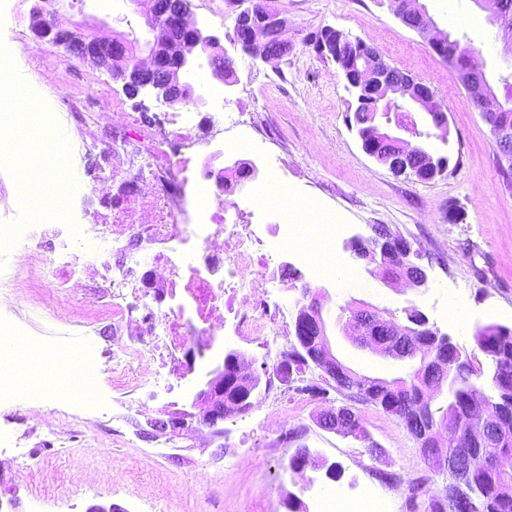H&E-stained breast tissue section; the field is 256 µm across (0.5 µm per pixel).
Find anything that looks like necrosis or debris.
<instances>
[{
    "mask_svg": "<svg viewBox=\"0 0 512 512\" xmlns=\"http://www.w3.org/2000/svg\"><path fill=\"white\" fill-rule=\"evenodd\" d=\"M131 138L100 148L97 170L58 179L81 210H47L32 224H1L0 248H31L32 259L53 267L57 289L78 275H102L100 312L125 345L112 353V387L173 395L184 388L196 359L187 346L186 320L203 336L231 328L246 343H267L280 332L279 304L266 275L288 239L276 224L255 223L240 208L235 185L216 161L225 152L256 151L252 112H167L144 118L122 112ZM232 139L218 141L225 127ZM262 273L245 281L244 270ZM48 373L16 390L9 366L0 367V401L23 393L48 403L57 397L89 405L98 397V352L88 344L48 350ZM149 370H136L143 360ZM388 499L368 488L354 499L338 490L320 494L315 512H391Z\"/></svg>",
    "mask_w": 512,
    "mask_h": 512,
    "instance_id": "4bbe7bcc",
    "label": "necrosis or debris"
}]
</instances>
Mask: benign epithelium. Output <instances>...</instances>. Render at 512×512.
Segmentation results:
<instances>
[{
  "mask_svg": "<svg viewBox=\"0 0 512 512\" xmlns=\"http://www.w3.org/2000/svg\"><path fill=\"white\" fill-rule=\"evenodd\" d=\"M476 4L490 13V19L504 35L503 53L512 57V0H476ZM65 7V0H31L29 14L32 18L31 31L42 42L63 49L67 61H89L96 67L108 72L112 79L122 83L123 90L131 97L151 94L166 105L187 101L193 107L205 104L203 89L192 83L194 69V50L203 42L216 50V60L211 66L212 77L224 82V68L235 64L229 50H239L253 58L264 62L278 59L283 52L266 45L265 32L270 29L287 27L286 20L275 10L268 9L257 12L252 4L245 0L236 19L235 35L230 40L231 49L221 47L220 38L206 34L196 21L190 20L189 0H151L149 10L144 12L145 26L148 37L143 47L151 63L143 67L136 62L128 61L131 44L124 38H103L95 31L78 32L63 28L57 24L56 18ZM390 9L395 17L407 28L419 31L423 25L433 23L426 7L421 0H390ZM348 43L359 45V60L352 61L344 53ZM318 55L330 57L340 63L342 69L352 73L349 83L359 93L355 98L356 111L374 114V118H382L386 124H394L401 131L414 138L420 137V130L410 110L398 104L400 99H408L423 111L436 112L435 120L445 122L447 116L436 100L433 87L402 72L386 62L379 52L359 38L351 39L339 34V40L319 37L313 40ZM457 72L470 73L469 80L481 96L473 99L477 112L489 126L497 146L500 163L512 169V130L498 124L499 113L503 111V103L498 96L489 90L485 79L484 65L468 55L456 60ZM226 83V82H224ZM232 86V83H226ZM364 152L395 175L415 176L420 180H432L443 176L448 171L449 162L446 158L430 160V165L418 168L413 164L417 156V148L409 141L376 126L371 135L360 136ZM224 167L243 169L244 178L255 180L261 173L260 164L252 161L244 166L233 159L224 160ZM345 248L358 258L376 262L377 254L405 251L412 252L409 241L393 237L388 233L375 234L369 237L356 236L347 241ZM292 288L299 291L304 301V312L307 316L304 325L312 329L315 336V354L331 371L338 392L347 393L348 399L356 398L358 387L349 385L351 381L368 380L342 363L331 351L328 339V328L321 312V299L324 289H312L303 277L296 278ZM360 307H350L342 311L336 325L342 335L353 336V324L358 319ZM419 430L416 438L421 445L434 451L445 447L440 438L441 430L432 426L427 419V409L420 407L415 412ZM224 421V370L219 369L197 391L190 404V410L171 413L168 419H159L151 423V430L146 437L158 439L172 437L193 428L206 427L217 438L224 437V429L219 423ZM439 475L454 485H463L470 480L469 467L462 465L458 459L441 457Z\"/></svg>",
  "mask_w": 512,
  "mask_h": 512,
  "instance_id": "benign-epithelium-1",
  "label": "benign epithelium"
}]
</instances>
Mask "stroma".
Listing matches in <instances>:
<instances>
[{"label":"stroma","mask_w":512,"mask_h":512,"mask_svg":"<svg viewBox=\"0 0 512 512\" xmlns=\"http://www.w3.org/2000/svg\"><path fill=\"white\" fill-rule=\"evenodd\" d=\"M237 0H190L200 25L221 35L233 34ZM439 30L458 37L480 52L490 83L512 72L503 58L502 42L487 11L474 0H423ZM27 0H6L0 7V39L12 38L15 64L0 72V83L23 85L20 101L0 106L53 111L61 94L83 97L104 140L112 138L117 112H156L154 99L128 97L111 76L90 63L67 62L58 49L36 39L30 30ZM107 20L110 32L126 38L143 37V20L125 0H86L67 10L69 27L91 18ZM290 49L279 60V71L246 54L235 56L236 84L223 89L212 81L207 55L195 51L194 84L210 98L224 101L228 112H256L272 138L255 159L263 168L283 159L280 175L287 182L288 221L303 229L307 199L319 201L338 234L333 243L337 270L315 272V249L303 239L289 241L275 265L278 301L295 313L289 269H297L312 288H324L322 316L334 324L342 309L360 302L374 306L383 317L403 319L414 306L431 326L451 336L475 362L488 364L477 345L478 327L512 326V186L503 179L495 140L468 99L457 72L430 47L426 38L406 28L383 0H293L287 14ZM330 26L373 44L380 55L405 73L430 84L437 95L452 93L448 106V137H431L433 155L449 159L447 175L428 182L397 176L368 156L348 125L350 94L335 62L318 57L310 36ZM65 142L55 133L36 137L24 124L0 127V141L11 152H22L24 165L0 162V225L27 221V203L19 187L24 170L50 172L59 158L80 163V133L64 124ZM409 240L427 268L426 287L409 288L385 282L366 261L352 257L345 243L356 235H371L374 226ZM50 266L31 260L29 249L17 246L0 259V317L16 323L29 336L47 344L80 341L86 324H94L95 339L112 348V324L89 293V282L73 279L66 298H58ZM461 298L465 313H450L448 300ZM337 357L356 372L389 381L409 377L415 359L380 356L338 332L330 334ZM294 336L277 338L271 349L217 338L222 354L190 376L180 395H156L151 401L112 388L110 370L100 376L101 396L94 405H74L61 399L51 404L25 400L0 404V512H87L93 504H116L125 512H287L283 502L298 496L312 512L324 489L358 494L374 485L393 502V512H409L411 481L422 479L429 490L442 478L430 470L401 422L372 406L361 407L367 439L342 436L318 426L316 416L339 406L336 392L320 397L290 392L274 431L259 427L253 411L224 420L223 438L201 443L192 431L173 439L145 440L150 421L170 411L188 408L193 395L211 373L222 368L223 354L238 350L260 378L272 375ZM381 447L370 454L366 440ZM46 445L47 459L34 465L20 449ZM223 456H215L216 448ZM316 454L318 466H306L297 482L288 466L296 449ZM341 475L331 478L328 466Z\"/></svg>","instance_id":"obj_1"}]
</instances>
